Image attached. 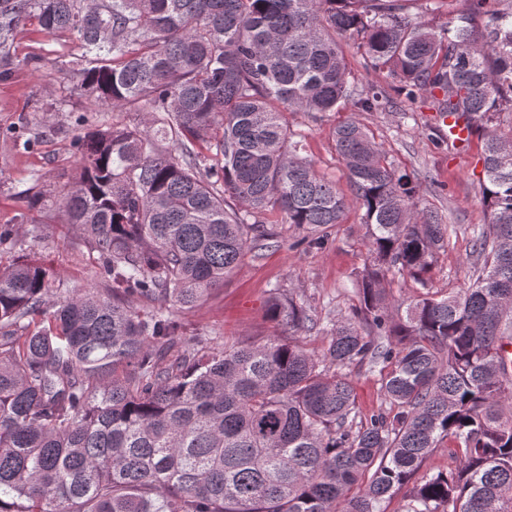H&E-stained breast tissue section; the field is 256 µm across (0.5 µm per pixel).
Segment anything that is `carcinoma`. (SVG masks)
Returning a JSON list of instances; mask_svg holds the SVG:
<instances>
[{
	"mask_svg": "<svg viewBox=\"0 0 512 512\" xmlns=\"http://www.w3.org/2000/svg\"><path fill=\"white\" fill-rule=\"evenodd\" d=\"M406 2L0 0V47L35 16L79 41L90 96L151 116L98 122L73 184L27 196L66 214L101 287L66 288L32 260L0 269V512H384L401 491L400 512H512V131L493 127L512 112V0H466L441 30ZM341 39L361 40L401 103L422 93L483 131L473 283L432 290L448 225L350 120L332 138L367 227L359 307L317 351L277 336L210 350L167 306L193 309L276 240L269 213L309 246L342 222L285 118L387 103L350 83ZM396 275L416 294L391 307ZM269 315L290 336L321 330L292 298ZM357 366L394 413L359 418ZM445 442L454 470L413 481Z\"/></svg>",
	"mask_w": 512,
	"mask_h": 512,
	"instance_id": "carcinoma-1",
	"label": "carcinoma"
}]
</instances>
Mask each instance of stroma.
Segmentation results:
<instances>
[{
    "mask_svg": "<svg viewBox=\"0 0 512 512\" xmlns=\"http://www.w3.org/2000/svg\"><path fill=\"white\" fill-rule=\"evenodd\" d=\"M82 50L66 32L42 31L36 18L21 23L6 48L0 49V227L28 232L47 225L43 238H27L21 252L0 253V266L17 256L48 263L68 285L98 284L94 260L76 259V233L62 213L27 208L26 190L52 194L72 182L78 167L77 136L96 124L102 113L82 87L72 62ZM289 125L303 135L299 153L313 161L318 173L350 195L340 171L332 132L350 119L360 121L399 170L420 187L423 207L452 227L448 246L439 252L429 274L433 290L448 293L471 282L473 242L470 228L487 223L482 202L481 133L466 149L440 141L429 129V98L418 97L411 110L389 104L374 112L345 105L336 111L291 112ZM278 231L276 246L248 253L240 267L194 309L178 318L189 335H202L212 348L240 341H262L283 335L267 312L271 289H280L304 304L321 323L350 315L357 299L350 283L367 262V229L362 212L349 204L343 221L320 248L301 244V230L271 215Z\"/></svg>",
    "mask_w": 512,
    "mask_h": 512,
    "instance_id": "stroma-1",
    "label": "stroma"
}]
</instances>
